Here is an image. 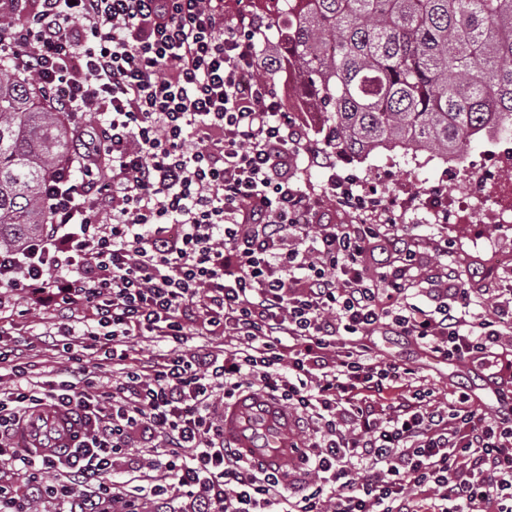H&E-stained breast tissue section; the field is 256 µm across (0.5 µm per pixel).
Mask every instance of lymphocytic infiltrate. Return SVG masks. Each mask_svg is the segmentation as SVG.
<instances>
[{"instance_id": "lymphocytic-infiltrate-1", "label": "lymphocytic infiltrate", "mask_w": 512, "mask_h": 512, "mask_svg": "<svg viewBox=\"0 0 512 512\" xmlns=\"http://www.w3.org/2000/svg\"><path fill=\"white\" fill-rule=\"evenodd\" d=\"M3 16L0 63L86 141L81 180L64 166L47 183L41 233L0 248V317L50 315L68 360L119 380H38L0 340V512H512V297L474 314L457 269L369 223L348 180L328 193L354 223L324 222L297 160L334 163L254 76L267 22L227 23L224 0H0ZM217 332L221 350L186 346ZM378 333L470 366L501 409L375 362ZM135 338L163 354L132 358ZM250 376L302 415L294 478L224 443ZM47 412L80 424L77 448L17 443Z\"/></svg>"}]
</instances>
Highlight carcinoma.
<instances>
[{
	"mask_svg": "<svg viewBox=\"0 0 512 512\" xmlns=\"http://www.w3.org/2000/svg\"><path fill=\"white\" fill-rule=\"evenodd\" d=\"M283 54L257 73L295 74L339 156L431 151L512 132V0H284ZM75 135L36 82L0 66V246L48 220L45 185Z\"/></svg>",
	"mask_w": 512,
	"mask_h": 512,
	"instance_id": "carcinoma-1",
	"label": "carcinoma"
}]
</instances>
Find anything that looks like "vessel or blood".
<instances>
[{"label":"vessel or blood","mask_w":512,"mask_h":512,"mask_svg":"<svg viewBox=\"0 0 512 512\" xmlns=\"http://www.w3.org/2000/svg\"><path fill=\"white\" fill-rule=\"evenodd\" d=\"M295 423L281 405L266 394L247 392L224 407V439L236 446L247 461L287 470L293 457ZM23 445L49 451L72 445V432L61 417L45 416L42 422L23 424Z\"/></svg>","instance_id":"vessel-or-blood-1"}]
</instances>
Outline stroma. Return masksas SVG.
I'll return each instance as SVG.
<instances>
[{
	"label": "stroma",
	"mask_w": 512,
	"mask_h": 512,
	"mask_svg": "<svg viewBox=\"0 0 512 512\" xmlns=\"http://www.w3.org/2000/svg\"><path fill=\"white\" fill-rule=\"evenodd\" d=\"M355 180L358 192L375 195L385 212L398 218L399 227L419 245L433 239L447 238L454 266L463 280L473 288V310L488 313L496 295L512 286V266L488 269L485 258L489 252L512 254V225L494 223L480 185L467 173H449L447 163L428 152L416 156H403L398 152H375L363 159L343 157L337 159L335 170L316 166L307 167L301 179L311 193L323 196L335 223L348 224L350 212L335 205L326 197L325 189L330 173ZM441 193L452 201L467 200L473 205V216L468 224H442L422 208L420 201L430 192ZM20 344L26 345L31 361L38 369L68 374L72 365L51 346L40 342L38 335L44 329L39 314L31 313L19 320ZM370 346L373 358L408 364L417 372L418 381L440 393L461 386H470L484 393L486 385L480 375L463 364L451 365L432 358L416 345L392 336L374 335Z\"/></svg>",
	"instance_id": "obj_1"
}]
</instances>
